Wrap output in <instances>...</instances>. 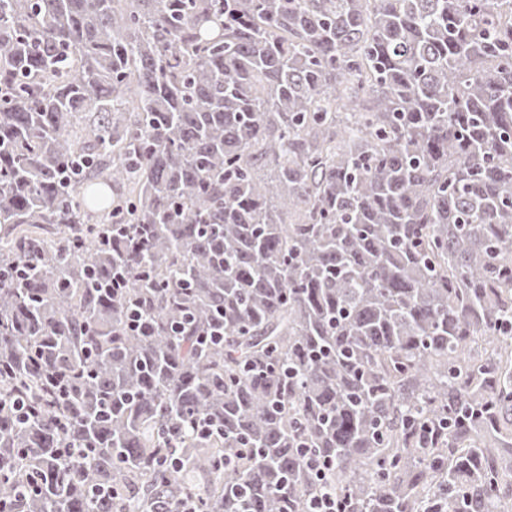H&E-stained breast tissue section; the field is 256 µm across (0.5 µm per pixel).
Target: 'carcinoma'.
<instances>
[{"label": "carcinoma", "mask_w": 512, "mask_h": 512, "mask_svg": "<svg viewBox=\"0 0 512 512\" xmlns=\"http://www.w3.org/2000/svg\"><path fill=\"white\" fill-rule=\"evenodd\" d=\"M324 491L512 507V0H0V512Z\"/></svg>", "instance_id": "cac0c4a2"}]
</instances>
